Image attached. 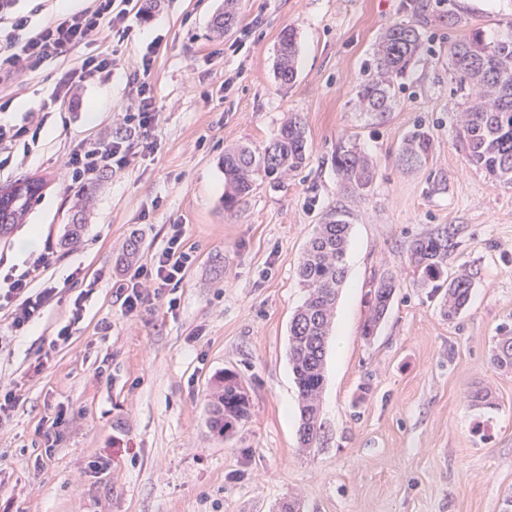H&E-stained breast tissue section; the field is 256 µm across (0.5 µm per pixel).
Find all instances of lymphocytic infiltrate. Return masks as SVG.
<instances>
[{
	"label": "lymphocytic infiltrate",
	"instance_id": "obj_1",
	"mask_svg": "<svg viewBox=\"0 0 512 512\" xmlns=\"http://www.w3.org/2000/svg\"><path fill=\"white\" fill-rule=\"evenodd\" d=\"M128 9L119 7L118 0H93L91 7L59 16L53 23L39 28L21 41L10 42L6 52L0 53V81L23 72L36 71L53 56H65L75 48L94 41L102 27L125 30ZM114 60L111 55L96 53L83 57L79 66L69 70L55 84L51 102L72 100L75 89L95 77H109ZM153 66L151 56H144L139 72L131 82L139 98L136 111L128 113L127 120L140 131V149L153 150L151 131L159 120L152 88L149 82ZM139 149V150H140ZM137 152V151H136ZM130 144L124 140L104 145L77 144L69 153L63 167L71 180H82L112 166L126 167L136 157ZM193 261L185 247L183 225H171L166 247L156 254L150 265L140 267L137 282L122 286V305L126 313H134L144 303L145 289H153L155 298H166L169 309H176L175 293ZM52 264L50 255L41 254L29 261L19 274L7 278V287H0V312L7 314L14 331L27 328L55 295V288L33 291L34 282Z\"/></svg>",
	"mask_w": 512,
	"mask_h": 512
}]
</instances>
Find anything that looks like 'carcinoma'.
<instances>
[{
	"label": "carcinoma",
	"instance_id": "carcinoma-1",
	"mask_svg": "<svg viewBox=\"0 0 512 512\" xmlns=\"http://www.w3.org/2000/svg\"><path fill=\"white\" fill-rule=\"evenodd\" d=\"M238 0H224V11L213 18L212 31L221 37L237 22ZM508 32L489 36L472 29L448 46V64L460 93L457 137L466 161L485 172L491 182L512 185V21ZM425 47L423 32L410 23H395L382 33L375 54L373 74L356 93L361 112L382 114L393 110L395 82L407 76ZM297 43L293 29L282 32L277 77L283 84L296 73ZM308 135L298 115L288 118L278 134L262 147L238 145L224 151V210L233 211L249 195L257 180L279 179L298 170L307 160ZM434 152L428 129L416 126L401 141L397 160L404 170L420 168ZM336 171L345 189L358 196L371 192L377 168L357 144L341 141L334 154ZM40 190L35 181L15 183L0 195V234L22 224ZM350 235L346 211L325 215L305 249L298 278L306 298L292 318L289 359L299 393L301 446L314 447L321 436L320 401L325 383L326 343L336 301L346 277L345 255ZM456 229L448 226L415 239L409 246V263L417 285L431 287L441 299L440 313L452 322L467 309L473 288L471 275L463 270L448 276V251ZM401 287L391 273L371 282L366 294L368 316L362 336L371 338ZM493 365L512 371V328L504 325L492 355ZM250 396L236 374L226 372L215 382L208 402L209 424L221 434L250 416Z\"/></svg>",
	"mask_w": 512,
	"mask_h": 512
}]
</instances>
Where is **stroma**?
<instances>
[{"label": "stroma", "mask_w": 512, "mask_h": 512, "mask_svg": "<svg viewBox=\"0 0 512 512\" xmlns=\"http://www.w3.org/2000/svg\"><path fill=\"white\" fill-rule=\"evenodd\" d=\"M224 0H137L126 36L95 42L15 77L1 117L42 122L30 154L15 153L0 188H44L28 221L0 236V280L28 257L16 240L38 230L54 261L37 288L56 295L23 335L0 316V390L17 404L0 417V512H512V372L492 362L498 328L512 325V187L469 166L456 137L459 97L448 44L458 14L494 30L512 0H240L237 25L210 31ZM424 20L426 48L401 81L391 112L356 111L373 50L392 24ZM297 39V76L276 77L284 29ZM113 52L106 80L73 103H50L55 83L87 53ZM153 54L160 112L154 152L74 182L62 164L74 145L136 141L125 122L137 97L129 75ZM310 157L278 180L256 182L224 210L225 149L262 145L291 115ZM428 127L434 153L406 171L397 147ZM356 142L377 165L372 192L345 190L333 154ZM343 209L351 221L347 276L325 361L319 443H299L290 321L305 299L297 267L316 224ZM80 240L64 245L68 225ZM185 227L193 262L178 306L151 300L127 315L118 288L150 264L170 225ZM457 227L448 269L470 267L473 294L455 321L414 281L412 240ZM139 255L120 256L129 238ZM401 281L371 339L361 326L373 275ZM84 312L72 322L75 299ZM68 342L51 347L62 327ZM231 370L251 415L228 436L207 424L214 381ZM495 404L475 408L474 387ZM107 463L97 473L93 462Z\"/></svg>", "instance_id": "35a3bbf8"}]
</instances>
